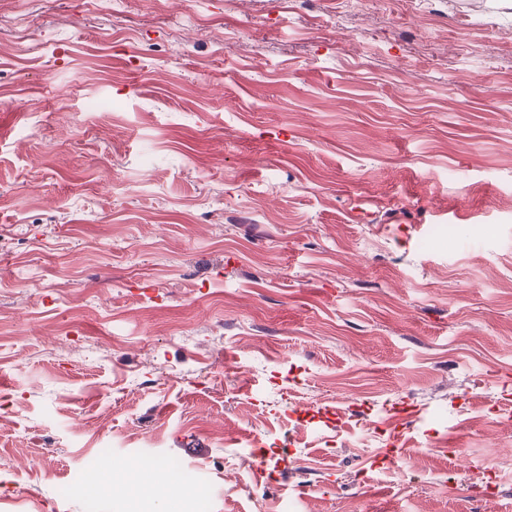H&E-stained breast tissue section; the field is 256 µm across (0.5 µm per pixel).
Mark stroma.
<instances>
[{"instance_id":"obj_1","label":"stroma","mask_w":512,"mask_h":512,"mask_svg":"<svg viewBox=\"0 0 512 512\" xmlns=\"http://www.w3.org/2000/svg\"><path fill=\"white\" fill-rule=\"evenodd\" d=\"M100 448L209 512H512V0H0V512H139L63 496ZM168 469L180 474L185 481L189 482L191 490V499L193 501L194 512H208L209 508V490L206 486L198 484L189 479L188 473L178 464L165 462Z\"/></svg>"}]
</instances>
